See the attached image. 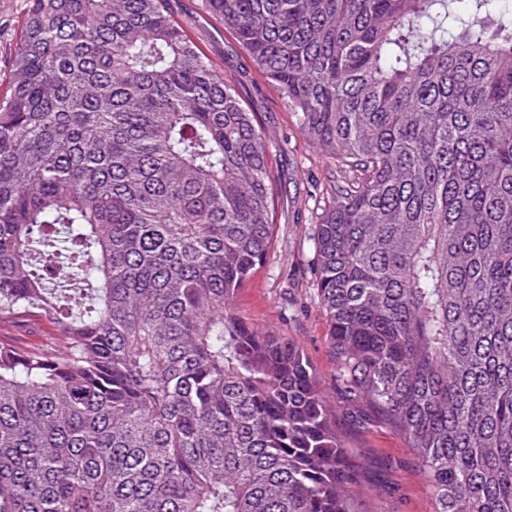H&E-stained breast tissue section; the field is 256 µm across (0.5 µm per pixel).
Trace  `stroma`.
<instances>
[{
	"label": "stroma",
	"mask_w": 512,
	"mask_h": 512,
	"mask_svg": "<svg viewBox=\"0 0 512 512\" xmlns=\"http://www.w3.org/2000/svg\"><path fill=\"white\" fill-rule=\"evenodd\" d=\"M168 8L212 64L234 82L270 140L278 188L274 241L265 264L236 294L232 308L257 332L294 343L324 383H331L336 363L329 351L327 318L313 298L309 232L343 171L335 158L307 142L286 95L252 66L231 29L209 14L202 0H169ZM27 10L28 0H0V94L9 85ZM336 426L364 471L361 512H437L417 452L399 432L370 413L364 422L340 418Z\"/></svg>",
	"instance_id": "stroma-1"
}]
</instances>
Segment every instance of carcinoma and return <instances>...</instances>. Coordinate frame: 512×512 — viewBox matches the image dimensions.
I'll return each instance as SVG.
<instances>
[{"label": "carcinoma", "instance_id": "1", "mask_svg": "<svg viewBox=\"0 0 512 512\" xmlns=\"http://www.w3.org/2000/svg\"><path fill=\"white\" fill-rule=\"evenodd\" d=\"M203 0L348 178L311 229L331 406L232 310L273 241L269 141L167 0H29L0 98V512H358L336 417L438 512H512V11ZM0 336H14L22 345H38L55 336V329L50 320L33 317L18 326L0 327Z\"/></svg>", "mask_w": 512, "mask_h": 512}]
</instances>
